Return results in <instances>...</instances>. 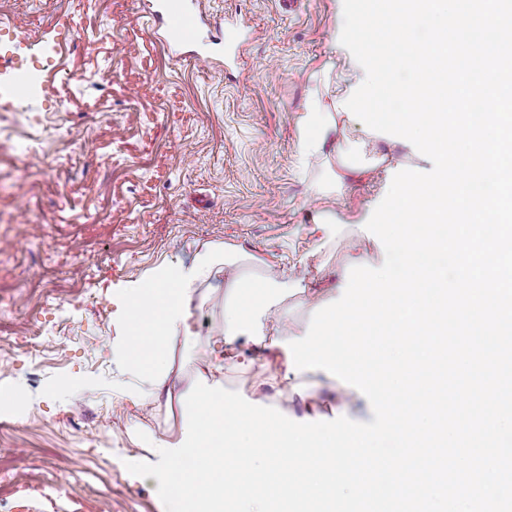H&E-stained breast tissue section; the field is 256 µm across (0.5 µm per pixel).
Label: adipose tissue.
Returning a JSON list of instances; mask_svg holds the SVG:
<instances>
[{"label": "adipose tissue", "mask_w": 512, "mask_h": 512, "mask_svg": "<svg viewBox=\"0 0 512 512\" xmlns=\"http://www.w3.org/2000/svg\"><path fill=\"white\" fill-rule=\"evenodd\" d=\"M218 264L224 267L227 288L224 346L211 352L210 373H223L229 366H252V359L237 350L239 340L271 347L283 328V319L275 309L289 290L304 293L313 306L323 301L321 295L309 290L303 277L268 268L250 279L241 272L238 256L208 246L198 250L190 264L166 263L140 280L121 284L113 289L112 302L116 306L114 321L124 336L113 343L112 356L126 364L142 383L141 389L130 394L136 405L152 404L169 375L166 340L180 336L186 343L194 342L195 292ZM141 335L146 336L148 347L137 344Z\"/></svg>", "instance_id": "obj_1"}]
</instances>
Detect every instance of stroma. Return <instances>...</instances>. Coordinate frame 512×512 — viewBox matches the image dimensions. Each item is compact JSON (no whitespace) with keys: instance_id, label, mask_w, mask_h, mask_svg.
Here are the masks:
<instances>
[{"instance_id":"35a3bbf8","label":"stroma","mask_w":512,"mask_h":512,"mask_svg":"<svg viewBox=\"0 0 512 512\" xmlns=\"http://www.w3.org/2000/svg\"><path fill=\"white\" fill-rule=\"evenodd\" d=\"M146 0H0V384L23 405L0 412V512H164L155 477L130 474L137 433L178 437L180 393L207 374L224 330V270L199 286L195 344L171 340L170 377L151 413L112 358L109 287L206 246L242 272L300 269L310 287H346L351 241L380 267L365 228L383 184L431 161L381 137L377 179L321 193L335 155L304 156L299 121L336 92L342 0H202L200 46L214 64L173 55L153 34ZM28 78L15 91L17 75ZM344 222L323 248L314 224ZM309 391L275 362L231 367L224 388L296 422L372 421L358 389L342 408L320 370Z\"/></svg>"}]
</instances>
